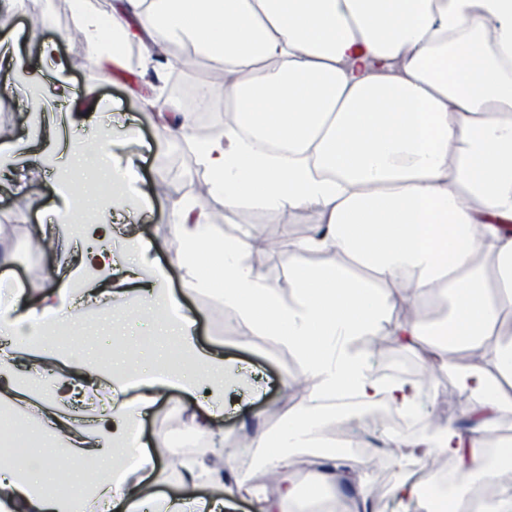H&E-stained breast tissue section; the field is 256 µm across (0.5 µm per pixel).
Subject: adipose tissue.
<instances>
[{"label":"adipose tissue","mask_w":512,"mask_h":512,"mask_svg":"<svg viewBox=\"0 0 512 512\" xmlns=\"http://www.w3.org/2000/svg\"><path fill=\"white\" fill-rule=\"evenodd\" d=\"M73 21L98 58L116 66L130 35L147 64L173 42L192 48L185 71L195 56L215 61L232 123L201 140L185 112L162 119L159 133L191 147L229 213L313 208L320 216L306 238L282 241V289L256 270L251 236L225 234L202 204L170 201L171 249L187 287L215 292L254 335L290 350L313 385L276 433L251 440L281 487L278 499L208 466L210 494L164 502L163 512H236L246 498L257 512H287L347 485L354 493L345 512H375L364 459L338 451L296 471L288 451L321 443L347 392L365 407L382 397L396 410H419L418 382L384 386L371 374L367 348L378 336L436 357L475 400L466 425L427 421L420 435H387L394 461L454 465L448 495L403 476L392 496L428 512H465L479 489L483 512H512V441L487 462L488 441L512 411V0H112L105 15L90 0H73ZM82 265L93 275L80 294L64 282L34 297L19 285L0 294L8 315L0 324V403H23L50 447L0 462V512L158 507L140 496L154 469L148 453L113 466L115 443L133 428L124 404L88 429L59 415L87 396L102 369L65 358L45 327L65 326L92 301L129 295L106 285L116 267L111 225H102ZM441 298L446 319L426 321L425 307ZM157 323L192 366L174 376L162 360L136 402L146 410L170 388H204L190 428L209 435L229 393L224 358L193 352L190 317L163 314ZM25 361L51 404L27 400L29 383L17 378ZM63 451L101 465L83 498L58 491L74 478L59 466Z\"/></svg>","instance_id":"ef3b65f1"}]
</instances>
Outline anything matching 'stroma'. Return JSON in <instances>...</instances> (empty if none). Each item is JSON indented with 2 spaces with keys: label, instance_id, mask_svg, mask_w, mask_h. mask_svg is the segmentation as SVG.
<instances>
[{
  "label": "stroma",
  "instance_id": "obj_1",
  "mask_svg": "<svg viewBox=\"0 0 512 512\" xmlns=\"http://www.w3.org/2000/svg\"><path fill=\"white\" fill-rule=\"evenodd\" d=\"M72 0H22L21 4L0 18V46L18 51L24 62L40 68L43 85L53 86L55 72L40 63V39H58L61 54L84 55L83 65L71 70L67 78L75 88L79 102L103 101L112 111L120 113L122 123L113 127L109 139H102V128L94 120H82L80 112L58 115L51 98H43L40 117L30 112L33 84L18 81L7 67L0 69V83L17 82L13 98L0 103V145H8L10 154L0 170V247L11 257L9 265L0 267V276H8L26 289L43 287L45 276L68 282L78 289L82 280L75 278L78 257L73 244L85 233L86 212L77 208L68 191L78 187L92 195L91 207L103 212L111 207L112 196L106 190L107 178H99L93 167L78 165L75 146L93 149L103 142L107 159L114 165L108 176L126 175L140 194L150 195L154 178L167 184L166 194L152 197L150 209L142 212L135 223L140 239L152 243L156 265L166 268L168 286L174 304L181 313L191 316L195 325L194 344L204 352L220 351L225 358L257 371L262 391L258 398L242 411L224 410L214 420L213 434L202 439V449L225 450L239 445L245 432L259 429L272 432L281 424L284 404L281 392L283 380L301 378L302 366L290 359L288 351L266 337L249 335L232 316L226 315L215 293L192 292L183 288L180 273L170 264L168 249L174 239L168 216L172 199L194 198L195 180L206 173L194 152L180 153L176 161L168 155L175 142L165 140L156 126V108L152 100L170 98L174 85L207 81L214 63L202 57L193 73L174 66L171 59L153 66H142L140 45L130 40L124 52L127 64L120 69L90 57L85 40L72 31ZM70 31L71 36L59 40L58 35ZM38 163V179L19 186L18 178ZM254 223L279 226L284 235L299 238L310 234L318 224L316 210L255 211ZM52 232L65 241L52 252H34L32 238ZM64 348L77 360L115 363L126 351L141 349V356L130 367L136 374L151 373L156 363L154 354L167 351L170 343L157 332L152 317L136 320L120 308L108 311L91 310L77 317L65 329ZM391 359L407 363L423 385L422 415L431 421L465 422L473 399L459 391L456 381L440 371L433 360H424L401 350L392 349ZM195 394L180 389L170 390L150 410L141 412L128 406L127 413L136 425L138 443L147 448L158 464L155 481L148 487L151 497L205 495L209 487L203 481L187 480L180 471L181 455L174 451L177 433L189 420ZM400 466H370L367 481L378 512H403L402 505L390 494V488L402 475Z\"/></svg>",
  "mask_w": 512,
  "mask_h": 512
}]
</instances>
